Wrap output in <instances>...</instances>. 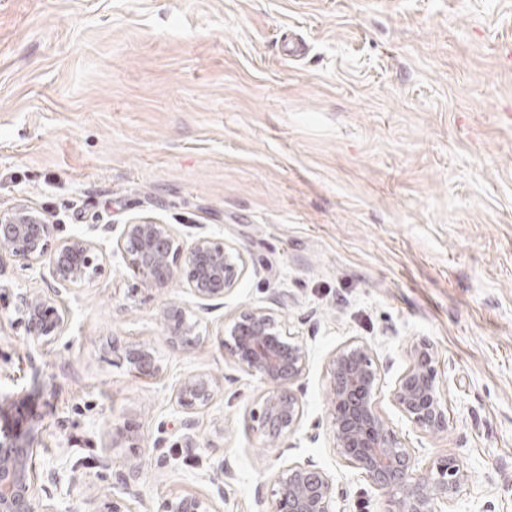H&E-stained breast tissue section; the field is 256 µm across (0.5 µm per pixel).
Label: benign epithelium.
<instances>
[{"mask_svg": "<svg viewBox=\"0 0 512 512\" xmlns=\"http://www.w3.org/2000/svg\"><path fill=\"white\" fill-rule=\"evenodd\" d=\"M57 225L26 205L0 212V258L11 256L28 263L40 261L54 246L53 281L68 286L91 280L100 269L102 248L81 236L56 239ZM117 246L124 259L151 288H166L178 269L201 302L224 299L248 271L243 252L210 236L197 237L189 248L178 244L168 225L139 219L124 225ZM28 333L37 341L59 336L64 317L43 295L22 297ZM163 325L176 348L195 342L196 323L183 305L171 301L162 313ZM219 346L238 364L267 385L259 407L251 410L249 426L265 444L277 447L302 417L297 383L308 367L306 346L287 332L275 312L246 307L237 312L219 334ZM140 376L160 371L144 343H112ZM409 364L392 385V404L427 434L448 429V406L437 380L433 346L424 341L408 354ZM331 405V433L336 455L357 469L387 498L385 512H448L467 482V473L454 457L436 463L430 473L414 470L412 450L398 437L393 423L380 411L381 375L368 346L349 344L337 349L326 365ZM215 382L202 374L185 377L175 399L186 417L182 420L185 447L195 448V421L189 414L207 407ZM52 392L36 386L0 397V512H39L30 459L37 447L39 406L50 404ZM267 512H336V481L311 463L294 462L274 478ZM163 512H213L212 503L196 496L169 500Z\"/></svg>", "mask_w": 512, "mask_h": 512, "instance_id": "1", "label": "benign epithelium"}]
</instances>
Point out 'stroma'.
<instances>
[{"mask_svg":"<svg viewBox=\"0 0 512 512\" xmlns=\"http://www.w3.org/2000/svg\"><path fill=\"white\" fill-rule=\"evenodd\" d=\"M19 204L106 250L90 282L61 288L48 263L0 258V394L54 391L41 512L122 496L160 512L184 494L263 512L293 462L335 479L336 512H383L334 451L325 365L367 344L388 387L424 339L447 431L422 432L385 393L381 411L419 472L463 465L449 512H512V0H0V211ZM142 218L186 247L241 248L246 276L208 312L184 272L146 287L115 250ZM53 287L65 326L44 343L19 296ZM171 300L199 316L192 346L168 342ZM244 305L274 308L309 352L281 447L248 427L265 384L216 339ZM115 341L148 344L160 372L133 373ZM191 374L217 388L187 448L175 391Z\"/></svg>","mask_w":512,"mask_h":512,"instance_id":"1","label":"stroma"}]
</instances>
